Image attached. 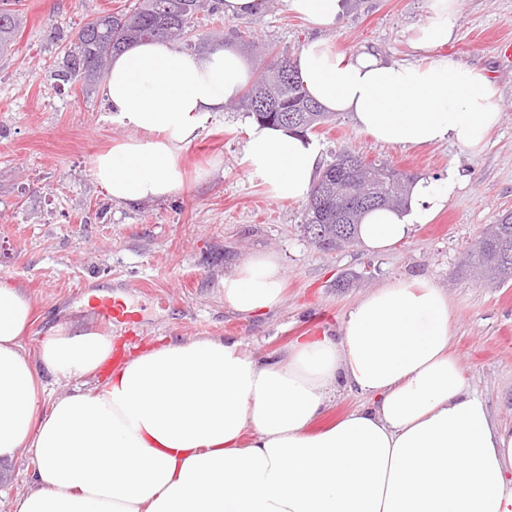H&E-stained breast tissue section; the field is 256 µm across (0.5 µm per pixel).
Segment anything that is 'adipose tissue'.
<instances>
[{
  "label": "adipose tissue",
  "instance_id": "1",
  "mask_svg": "<svg viewBox=\"0 0 512 512\" xmlns=\"http://www.w3.org/2000/svg\"><path fill=\"white\" fill-rule=\"evenodd\" d=\"M284 2L321 31L296 61L306 91L377 142L476 152L498 125L499 90L483 70L428 58L452 40L458 0H429L409 36L414 63L337 51L324 33L345 0ZM250 79L225 45L197 54L143 41L115 55L100 95L135 135L96 156L98 185L128 205L176 194L184 147ZM245 129L248 174L273 200L305 201L320 145L286 127ZM459 187L452 170L417 180L407 210L365 215L362 245L389 250ZM283 280L277 258L255 255L225 275L224 302L243 315L274 309ZM452 317L429 279H395L355 301L338 331L300 337L275 359L210 336L136 348L103 376L111 337L73 325L29 356L33 302L0 281V459L24 448L35 462L12 512H512V426L449 351ZM46 372L79 385L45 400ZM340 384L366 404L312 431Z\"/></svg>",
  "mask_w": 512,
  "mask_h": 512
}]
</instances>
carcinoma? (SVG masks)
Listing matches in <instances>:
<instances>
[{"label": "carcinoma", "mask_w": 512, "mask_h": 512, "mask_svg": "<svg viewBox=\"0 0 512 512\" xmlns=\"http://www.w3.org/2000/svg\"><path fill=\"white\" fill-rule=\"evenodd\" d=\"M220 0H141L131 13L99 16L79 30L80 43L67 53L54 76L63 82L82 80L92 84L108 70L112 55L142 40L184 42L190 50L204 47V39L189 35L194 16L204 8L215 11ZM22 25V15L0 8V53L11 49ZM258 122L287 125L305 134L328 121L329 116L310 99L294 62L277 54L255 82L235 103ZM356 182L372 190L380 201L363 204L357 197L336 198V183ZM412 178L398 180L392 167L342 152L318 175L305 205L301 234L308 242L327 243L337 250L358 241L365 214L373 209H401L408 198ZM476 276L505 285L512 281V213L487 228L468 254Z\"/></svg>", "instance_id": "obj_1"}]
</instances>
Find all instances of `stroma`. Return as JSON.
I'll list each match as a JSON object with an SVG mask.
<instances>
[{
    "mask_svg": "<svg viewBox=\"0 0 512 512\" xmlns=\"http://www.w3.org/2000/svg\"><path fill=\"white\" fill-rule=\"evenodd\" d=\"M26 28L0 54V279L25 288L35 323L30 354L59 328L90 325L75 291L84 280L100 291L128 283L130 301L147 306L136 331L99 325L115 343L148 346L158 338L223 336L241 340L259 358L284 354L305 333L337 331L349 307L380 284L423 276L454 308L449 340L472 389L500 423L512 425V282L487 284L466 260L486 225L512 213V61L497 46L512 41V0H459L457 31L441 55L476 67L500 91L501 119L485 147L384 145L361 132L349 113L311 133L323 162L348 150L418 178H441L456 167L463 180L448 206L384 254L361 246L324 251L304 240V206L270 199L241 163L244 113L225 109L182 152L185 183L171 198L115 203L95 182V156L133 137L112 121L98 86L64 83L53 72L78 29L102 15L123 14L137 0H10ZM427 0H348L343 21L327 37L347 54L371 49L389 62L410 60L411 29ZM195 30L216 33L257 68L266 50L298 56L316 34L267 0L261 16L230 21L199 13ZM259 253L277 255L285 270L281 306L243 316L224 304L223 281ZM345 273L351 287L336 285ZM35 468L19 450L0 460V512H11Z\"/></svg>",
    "mask_w": 512,
    "mask_h": 512,
    "instance_id": "stroma-1",
    "label": "stroma"
}]
</instances>
